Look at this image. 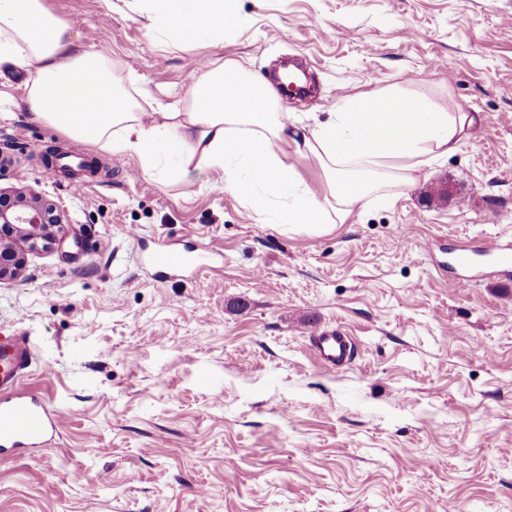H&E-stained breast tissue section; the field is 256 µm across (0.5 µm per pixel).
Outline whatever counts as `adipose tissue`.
<instances>
[{
    "label": "adipose tissue",
    "mask_w": 512,
    "mask_h": 512,
    "mask_svg": "<svg viewBox=\"0 0 512 512\" xmlns=\"http://www.w3.org/2000/svg\"><path fill=\"white\" fill-rule=\"evenodd\" d=\"M151 21L157 45L222 39L245 25L237 0H132ZM30 71L26 103L36 119L66 136L135 153L143 174L183 167L220 169L224 189L262 224L294 231L342 224L384 187L410 185L416 173L457 151L475 123L461 106L391 89L343 98L327 121L278 112V94L238 62L192 75L184 111L164 121L139 111L115 86L111 64L75 44L67 24L42 0H0V64ZM313 156L324 176L316 191L290 155Z\"/></svg>",
    "instance_id": "obj_1"
}]
</instances>
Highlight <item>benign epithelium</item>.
Returning a JSON list of instances; mask_svg holds the SVG:
<instances>
[{
  "label": "benign epithelium",
  "instance_id": "obj_1",
  "mask_svg": "<svg viewBox=\"0 0 512 512\" xmlns=\"http://www.w3.org/2000/svg\"><path fill=\"white\" fill-rule=\"evenodd\" d=\"M13 200L0 205V280L19 277L24 265L17 246L47 249L56 241L60 219L55 209L30 186L0 188V198Z\"/></svg>",
  "mask_w": 512,
  "mask_h": 512
}]
</instances>
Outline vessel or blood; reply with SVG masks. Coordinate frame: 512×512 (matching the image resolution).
I'll return each instance as SVG.
<instances>
[{"label":"vessel or blood","instance_id":"vessel-or-blood-1","mask_svg":"<svg viewBox=\"0 0 512 512\" xmlns=\"http://www.w3.org/2000/svg\"><path fill=\"white\" fill-rule=\"evenodd\" d=\"M483 251L495 260L497 274H512V245L496 239L484 244ZM151 263L158 273L191 268V257L177 251L158 250ZM310 347L321 363L342 367L353 359L354 344L345 331L316 329ZM32 359L29 341L23 336L0 338V455L21 449L48 446L63 419L58 409H50L34 397L18 391L17 384Z\"/></svg>","mask_w":512,"mask_h":512}]
</instances>
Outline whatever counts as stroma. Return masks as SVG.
Returning a JSON list of instances; mask_svg holds the SVG:
<instances>
[{"instance_id": "stroma-1", "label": "stroma", "mask_w": 512, "mask_h": 512, "mask_svg": "<svg viewBox=\"0 0 512 512\" xmlns=\"http://www.w3.org/2000/svg\"><path fill=\"white\" fill-rule=\"evenodd\" d=\"M44 4L148 112L185 108L201 64L272 83L292 58L312 91L285 112L388 88L478 122L411 185L298 233L258 223L223 171L162 181L91 144L72 191L44 160L72 139L0 65V186L62 218L0 281V335L29 337L19 388L66 413L0 459V512H512V281L481 254L512 238V0H238L245 26L173 49L127 0ZM163 244L211 259L159 279ZM318 324L353 337L351 364L308 351Z\"/></svg>"}]
</instances>
